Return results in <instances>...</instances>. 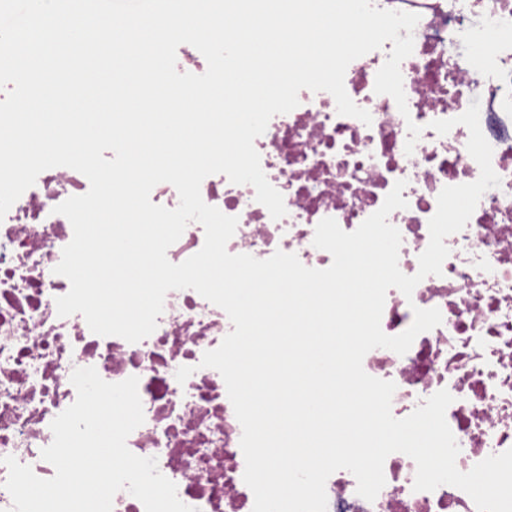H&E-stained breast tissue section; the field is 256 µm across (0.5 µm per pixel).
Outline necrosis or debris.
<instances>
[{
    "label": "necrosis or debris",
    "instance_id": "1",
    "mask_svg": "<svg viewBox=\"0 0 512 512\" xmlns=\"http://www.w3.org/2000/svg\"><path fill=\"white\" fill-rule=\"evenodd\" d=\"M373 3L419 17L413 52L401 64L408 115L392 97L374 91L393 47L388 41L345 73L348 95L369 111L371 124L339 115L330 93L304 89L298 106L273 116L255 139L261 167L283 196L285 216L272 219L251 185L222 174L203 180L201 196L238 219L229 253L265 259L281 250L306 267L324 269L332 257L313 244L317 224L330 217L354 231L396 181H405L401 196L408 206L389 221L402 236L399 268L415 274L440 191L480 176L466 148L468 129L457 125L440 135L430 124L464 113L476 88H483L479 123L501 184L483 194L463 230L445 238L450 254L442 275L427 276L409 297L389 289L381 317L389 336L412 324L417 307L439 309L442 323L419 334L406 354L377 348L363 359L366 373L395 383L394 417L408 416L439 390L451 393L446 420L460 447L456 465L466 472L512 449V0ZM463 40L475 46L477 65L451 52ZM411 122L422 133L409 154ZM88 184L71 168L46 170L0 219V512L12 508L3 457H15L39 478L54 476L41 451L53 441V419L75 401L70 377L83 367L96 368L111 383L138 377L145 420L127 446L156 458L184 504L195 512H252L241 425L221 374L200 365L204 352L234 329L226 312L194 290L168 292L155 331L136 343L94 334L81 314L58 315L55 300L70 283L54 269L73 228L54 208L85 194ZM182 366L193 373L181 384L175 372ZM415 474L409 456L390 454L386 484L369 502L357 494L351 472L337 471L326 482L327 512H477L457 487L414 491Z\"/></svg>",
    "mask_w": 512,
    "mask_h": 512
}]
</instances>
